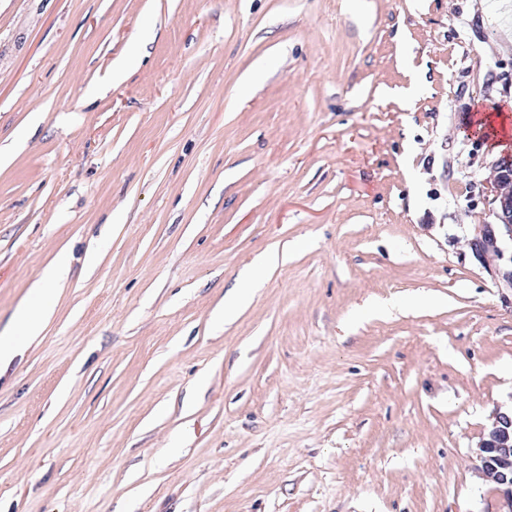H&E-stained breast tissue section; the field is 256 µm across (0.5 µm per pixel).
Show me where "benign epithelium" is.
I'll return each mask as SVG.
<instances>
[{"mask_svg": "<svg viewBox=\"0 0 512 512\" xmlns=\"http://www.w3.org/2000/svg\"><path fill=\"white\" fill-rule=\"evenodd\" d=\"M496 222L474 224L468 238L469 249L499 287L512 290V155H504L490 166L482 183ZM501 413L494 419L479 443L478 459L483 475L502 488L504 512H512V483L505 479L512 471V433L500 425Z\"/></svg>", "mask_w": 512, "mask_h": 512, "instance_id": "benign-epithelium-1", "label": "benign epithelium"}]
</instances>
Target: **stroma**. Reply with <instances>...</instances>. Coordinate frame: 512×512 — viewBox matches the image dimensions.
Masks as SVG:
<instances>
[{
  "mask_svg": "<svg viewBox=\"0 0 512 512\" xmlns=\"http://www.w3.org/2000/svg\"><path fill=\"white\" fill-rule=\"evenodd\" d=\"M512 0H0V512H500ZM482 192L495 216L494 224H472L469 249L500 288L512 290V155L490 166ZM510 244V255L507 248ZM66 264L60 256L43 273L41 280L30 290L31 296L40 312V319L31 317L29 309L18 311L15 320V331L9 336H0V367L20 353L29 341L39 336L42 321L53 314L52 297L60 288L55 286L65 278ZM498 412L479 443L478 459L483 475L502 488L504 507L512 511V483L506 480L507 473L512 471V434L500 425ZM504 477V478H503Z\"/></svg>",
  "mask_w": 512,
  "mask_h": 512,
  "instance_id": "stroma-1",
  "label": "stroma"
}]
</instances>
